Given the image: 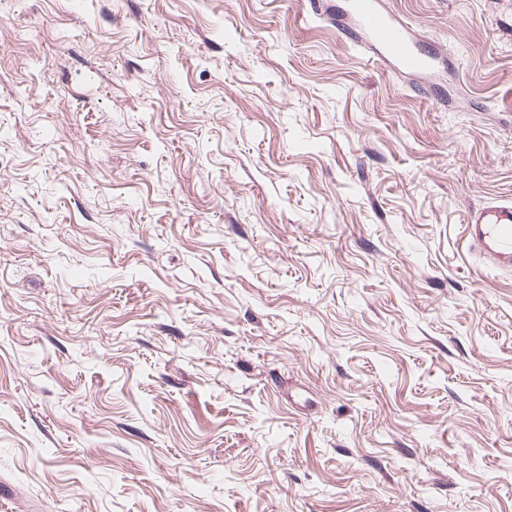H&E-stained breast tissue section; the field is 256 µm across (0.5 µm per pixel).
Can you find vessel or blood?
<instances>
[{
	"instance_id": "b4317fda",
	"label": "vessel or blood",
	"mask_w": 512,
	"mask_h": 512,
	"mask_svg": "<svg viewBox=\"0 0 512 512\" xmlns=\"http://www.w3.org/2000/svg\"><path fill=\"white\" fill-rule=\"evenodd\" d=\"M336 24L350 40L367 35L381 61L413 75L432 70L435 59L418 48L410 30L380 0H350L337 12ZM471 254L486 267L512 271V203L488 202L472 209L465 226Z\"/></svg>"
}]
</instances>
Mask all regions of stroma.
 Wrapping results in <instances>:
<instances>
[{"label":"stroma","instance_id":"obj_1","mask_svg":"<svg viewBox=\"0 0 512 512\" xmlns=\"http://www.w3.org/2000/svg\"><path fill=\"white\" fill-rule=\"evenodd\" d=\"M0 0V512H512V0ZM348 16L356 29L367 35L372 45H377L379 59L384 64L413 75L432 70L434 57L416 46L410 30L383 9L379 0H351L348 11L336 13V27L351 41L359 44L358 32L346 23ZM465 236L471 254L486 267L512 271V203L488 202L472 209Z\"/></svg>","mask_w":512,"mask_h":512}]
</instances>
